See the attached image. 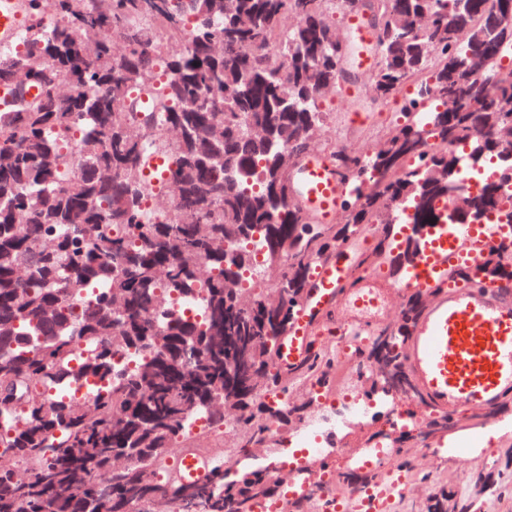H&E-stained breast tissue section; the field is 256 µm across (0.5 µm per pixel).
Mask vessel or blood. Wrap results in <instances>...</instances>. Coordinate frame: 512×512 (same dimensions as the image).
Segmentation results:
<instances>
[{"mask_svg": "<svg viewBox=\"0 0 512 512\" xmlns=\"http://www.w3.org/2000/svg\"><path fill=\"white\" fill-rule=\"evenodd\" d=\"M298 201L319 224L334 223L346 189L326 156L305 155L297 167ZM494 228L489 224H453L446 236L433 238L416 257L415 272L401 290L425 292L424 307L410 329L403 350L415 390L426 407L453 414L461 409L484 410L512 395V287H451L427 293L423 271L448 268L449 252L474 261L489 248ZM371 242L353 239L335 257L321 263L313 275L314 290L298 313L280 360L295 366L308 355L312 337L324 334L328 316L354 331L383 332L377 288L380 278L360 276L357 288L346 290L353 256ZM403 470L390 467L357 497L335 501L330 512H388L393 501L408 492Z\"/></svg>", "mask_w": 512, "mask_h": 512, "instance_id": "1", "label": "vessel or blood"}]
</instances>
